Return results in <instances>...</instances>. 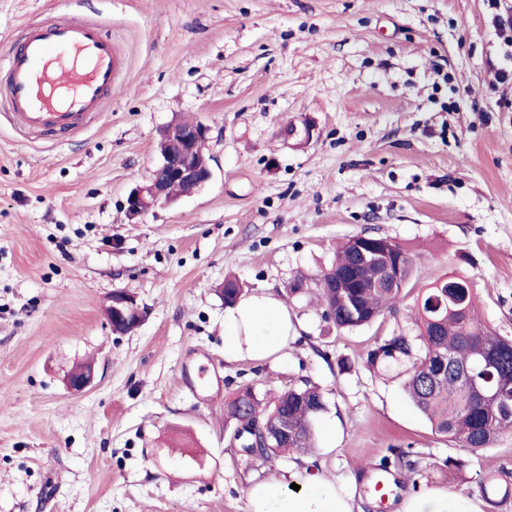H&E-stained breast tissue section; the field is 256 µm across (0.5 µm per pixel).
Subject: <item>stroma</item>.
Listing matches in <instances>:
<instances>
[{
	"label": "stroma",
	"instance_id": "stroma-1",
	"mask_svg": "<svg viewBox=\"0 0 512 512\" xmlns=\"http://www.w3.org/2000/svg\"><path fill=\"white\" fill-rule=\"evenodd\" d=\"M65 13L101 23L125 68L74 137L0 122V512H250L256 483L310 474L353 512L429 489L512 512L488 490L512 485V432L449 478L465 450L409 400L405 366L366 364L377 339L416 334L424 289L452 275L512 336V91L489 84L502 49L483 0H0V56L24 22ZM176 119L210 126L212 178L129 221ZM305 122L309 143L281 137ZM362 232L411 249L415 275L397 313L341 331L287 290ZM229 275L286 300L298 334L280 358L225 357ZM116 290L145 312L127 334L106 316ZM82 362L95 379L70 391ZM192 364L219 380L209 400L183 382ZM303 378L329 401L314 452L250 463L225 399ZM394 448L417 484L382 501L370 467Z\"/></svg>",
	"mask_w": 512,
	"mask_h": 512
}]
</instances>
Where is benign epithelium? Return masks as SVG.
Returning a JSON list of instances; mask_svg holds the SVG:
<instances>
[{"label":"benign epithelium","instance_id":"7a95c632","mask_svg":"<svg viewBox=\"0 0 512 512\" xmlns=\"http://www.w3.org/2000/svg\"><path fill=\"white\" fill-rule=\"evenodd\" d=\"M210 127L203 122L185 123L177 121L168 124L160 131L157 142L159 160L151 171L147 182L133 189L126 199V214L129 219H137L159 202L176 200L174 187L188 185L196 190L205 185L210 177L209 158L202 155L200 146L209 138ZM280 135L288 140L299 138L310 141L313 127L286 125ZM107 317L114 330L125 334L134 330L143 320V310L133 295L116 291L107 308ZM94 379L91 368L76 371L67 378L70 390L81 392Z\"/></svg>","mask_w":512,"mask_h":512}]
</instances>
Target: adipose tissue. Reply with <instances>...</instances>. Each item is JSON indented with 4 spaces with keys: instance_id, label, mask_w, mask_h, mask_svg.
Masks as SVG:
<instances>
[{
    "instance_id": "ef3b65f1",
    "label": "adipose tissue",
    "mask_w": 512,
    "mask_h": 512,
    "mask_svg": "<svg viewBox=\"0 0 512 512\" xmlns=\"http://www.w3.org/2000/svg\"><path fill=\"white\" fill-rule=\"evenodd\" d=\"M297 327L286 305L268 290L244 296L224 319V354L250 360L278 358L295 338ZM250 512H352L335 485L308 477L296 492L278 480L253 485Z\"/></svg>"
}]
</instances>
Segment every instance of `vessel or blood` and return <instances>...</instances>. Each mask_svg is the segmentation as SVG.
<instances>
[{"mask_svg":"<svg viewBox=\"0 0 512 512\" xmlns=\"http://www.w3.org/2000/svg\"><path fill=\"white\" fill-rule=\"evenodd\" d=\"M125 61L98 23L80 17L21 26L0 81L7 118L31 136L74 135L96 118Z\"/></svg>","mask_w":512,"mask_h":512,"instance_id":"b4317fda","label":"vessel or blood"}]
</instances>
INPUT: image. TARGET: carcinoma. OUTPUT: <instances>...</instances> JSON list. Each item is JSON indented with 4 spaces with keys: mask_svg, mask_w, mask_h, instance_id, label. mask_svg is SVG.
<instances>
[{
    "mask_svg": "<svg viewBox=\"0 0 512 512\" xmlns=\"http://www.w3.org/2000/svg\"><path fill=\"white\" fill-rule=\"evenodd\" d=\"M362 241L389 252L396 286L379 287L387 275L385 266L360 264L356 250ZM414 272L406 247L360 233L347 239L330 266L311 277L295 278L288 294H315L322 319L339 330L351 331L371 324L386 311H397ZM351 273L355 277L348 287H335V281ZM304 281L308 282L305 288L301 287ZM463 284L462 279L451 276L427 288L417 306L416 336L399 334L377 342L368 350L366 360L373 368L407 362L405 389L414 405L435 432L476 455L492 447L500 435L512 432V338L496 334L478 319L473 290ZM242 294L237 279H224L225 306H235ZM451 365L468 371L480 389L492 395L491 400L481 401L448 370ZM328 410L324 392L309 379L288 387L273 401L243 385L224 403V413L234 425L242 451L262 464L306 453L313 447L316 421ZM255 425L271 434L286 428L288 439L253 454L248 445ZM406 456L402 451L384 457L376 468H405L412 473L413 465L404 461Z\"/></svg>",
    "mask_w": 512,
    "mask_h": 512,
    "instance_id": "1",
    "label": "carcinoma"
}]
</instances>
